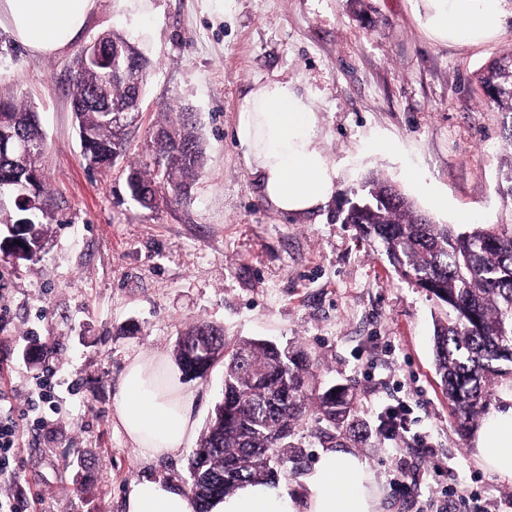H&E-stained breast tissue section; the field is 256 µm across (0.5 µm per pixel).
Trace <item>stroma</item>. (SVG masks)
<instances>
[{"mask_svg": "<svg viewBox=\"0 0 512 512\" xmlns=\"http://www.w3.org/2000/svg\"><path fill=\"white\" fill-rule=\"evenodd\" d=\"M418 0H95L63 51L24 49L0 25V101L37 112L47 142L54 222L40 259L0 261V391L23 413L27 388L57 380L48 428L22 429L21 478L0 493L29 512H123L129 485L148 473L189 489L196 449L144 460L113 416L129 359L174 360L192 323L292 343L320 361L321 384H348L372 437L357 453L372 468L383 512H512V484L473 460L436 374L438 303L402 279L378 245L336 221L344 193L376 172L435 223L511 224L496 191L512 153L503 113L483 102L476 77L512 47V0L499 32L475 44L432 40ZM115 31L153 62L127 152L89 169L71 109L82 48ZM289 81L322 117L336 190L302 216L278 213L242 167L232 129L256 81ZM195 112L207 161L189 202L147 210L126 191L128 163L149 150L166 107ZM393 143L390 152L375 148ZM425 180L412 185L406 168ZM448 198L435 208L430 191ZM223 365L189 381L197 429L221 397ZM403 427L384 434L387 411Z\"/></svg>", "mask_w": 512, "mask_h": 512, "instance_id": "35a3bbf8", "label": "stroma"}]
</instances>
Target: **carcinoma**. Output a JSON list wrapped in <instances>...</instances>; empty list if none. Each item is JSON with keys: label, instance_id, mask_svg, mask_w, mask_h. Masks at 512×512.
Wrapping results in <instances>:
<instances>
[{"label": "carcinoma", "instance_id": "cac0c4a2", "mask_svg": "<svg viewBox=\"0 0 512 512\" xmlns=\"http://www.w3.org/2000/svg\"><path fill=\"white\" fill-rule=\"evenodd\" d=\"M112 67L77 60L74 112L83 156L89 167L109 169L125 154V135L111 113L141 97L151 62L144 54L128 63L131 42L115 32L101 38ZM500 59L478 77L487 103L512 115V97L500 92ZM193 112L166 113L158 124L146 162L128 166L126 188L138 204L151 197L183 202L204 169L205 147ZM19 138L44 139L37 113L0 102V244L15 263L33 262L44 247L53 220L43 157L32 168L16 162ZM336 221L353 225L362 240L378 243L388 263L402 276L425 286L448 307L449 318L436 325L435 367L455 421L473 430L489 412L493 386L512 388V227L471 224L456 230L437 224L414 208L388 179L370 174L353 193ZM210 343L213 359H224V418H211L189 466L195 512H211L213 502L246 483L275 482L276 459L300 463L305 449L293 442L295 428L315 417L316 437L327 448L365 442L367 427L357 415L350 388L314 385L318 361L300 346L246 339L227 349L223 326L197 321L179 337L175 360L184 377L202 360L198 342Z\"/></svg>", "mask_w": 512, "mask_h": 512}]
</instances>
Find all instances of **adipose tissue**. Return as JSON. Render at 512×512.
I'll use <instances>...</instances> for the list:
<instances>
[{
    "label": "adipose tissue",
    "mask_w": 512,
    "mask_h": 512,
    "mask_svg": "<svg viewBox=\"0 0 512 512\" xmlns=\"http://www.w3.org/2000/svg\"><path fill=\"white\" fill-rule=\"evenodd\" d=\"M422 23L437 41L473 42L497 33L499 0H422ZM95 0H0V17L13 37L37 54L57 52L85 26ZM322 118L311 99L287 82H255L236 115L234 138L244 170L279 212L302 215L334 193L337 166L327 158ZM193 395L178 386L161 360L137 356L126 365L115 398V417L143 459L172 454L194 432ZM471 452L477 464L512 483V406L486 415ZM300 496L278 483L250 484L224 496L211 512H381V493L361 456L324 450L302 472ZM195 505L172 481L146 475L132 482L125 512H194Z\"/></svg>",
    "instance_id": "1"
}]
</instances>
